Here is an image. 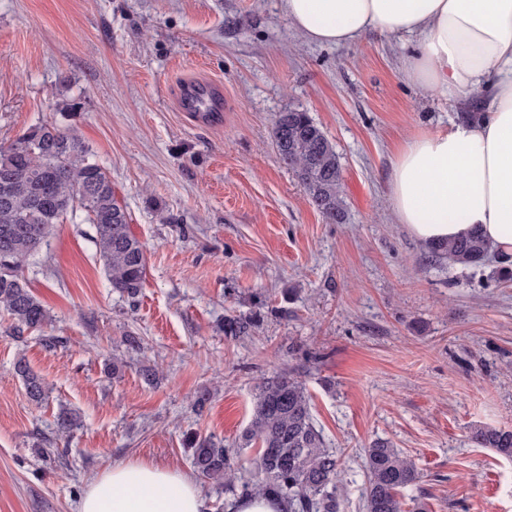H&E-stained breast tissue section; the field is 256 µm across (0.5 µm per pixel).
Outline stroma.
I'll return each instance as SVG.
<instances>
[{
  "label": "stroma",
  "mask_w": 512,
  "mask_h": 512,
  "mask_svg": "<svg viewBox=\"0 0 512 512\" xmlns=\"http://www.w3.org/2000/svg\"><path fill=\"white\" fill-rule=\"evenodd\" d=\"M409 47L376 32L307 42L281 0H0V146L72 125L147 258L136 300L112 291L79 212L24 267L53 323L19 340L0 313V512H77L116 464L191 472L192 439L210 435L254 473L241 435L274 373L312 397L342 461L341 512H363L364 450L378 438L422 474L404 512H512V458L468 439L479 425L512 429V280L496 256L431 261L388 203L397 147L483 111L487 94L460 102L408 83ZM196 79L222 84L220 121L178 111L179 85ZM291 109L336 147L344 223H327L277 158L274 124ZM157 203L175 223H159ZM249 313L251 335H224L226 318ZM21 355L50 387L42 404L14 370ZM114 358L115 378L104 371ZM63 405L82 415L66 439L54 424Z\"/></svg>",
  "instance_id": "1"
}]
</instances>
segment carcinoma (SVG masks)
Returning a JSON list of instances; mask_svg holds the SVG:
<instances>
[{"label": "carcinoma", "mask_w": 512, "mask_h": 512, "mask_svg": "<svg viewBox=\"0 0 512 512\" xmlns=\"http://www.w3.org/2000/svg\"><path fill=\"white\" fill-rule=\"evenodd\" d=\"M273 139L280 161L303 185L310 203L329 224L345 219L340 157L336 147L309 113H279ZM10 178V194H0V307L10 320L11 334L22 336L51 323L49 310L21 274L37 255L53 225L67 214L85 213L112 290L133 300L142 288L146 256L132 233L130 216L116 198L112 180L91 148L72 127L54 123L37 126L0 147V176ZM431 260L463 267L481 266L490 246L473 231L466 236L426 246ZM257 315L224 320V335L248 336ZM16 370L28 398L39 404L48 395L45 379L21 358ZM80 426V415L63 408L56 432L65 438ZM479 448L512 457V429L477 426L469 436ZM255 445L257 474H232L234 451L211 438L195 441L190 459L195 472L237 499L269 496L285 512H338L343 497L341 460L317 427L304 383L291 374L274 373L256 388L242 447ZM364 512H403V490L421 475L414 461L387 440L365 450Z\"/></svg>", "instance_id": "1"}]
</instances>
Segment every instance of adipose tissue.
<instances>
[{
  "label": "adipose tissue",
  "instance_id": "obj_1",
  "mask_svg": "<svg viewBox=\"0 0 512 512\" xmlns=\"http://www.w3.org/2000/svg\"><path fill=\"white\" fill-rule=\"evenodd\" d=\"M308 42L340 46L369 31L410 35L404 77L427 93H488L479 119L412 134L397 152L389 203L421 243L479 230L512 255V0H283ZM78 512H206L196 481L151 462L112 466Z\"/></svg>",
  "mask_w": 512,
  "mask_h": 512
}]
</instances>
